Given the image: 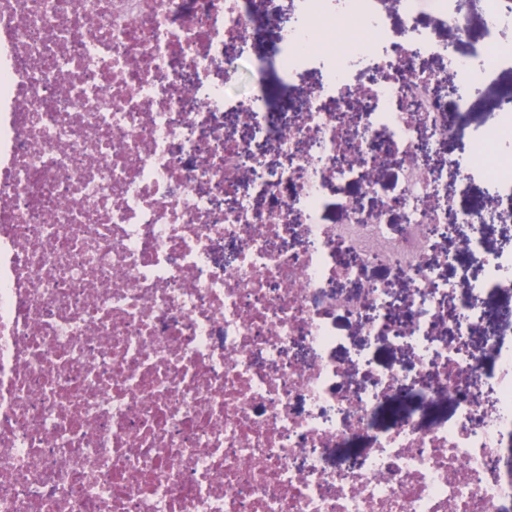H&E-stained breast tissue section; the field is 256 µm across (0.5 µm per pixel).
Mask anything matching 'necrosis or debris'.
Here are the masks:
<instances>
[{
	"instance_id": "4bbe7bcc",
	"label": "necrosis or debris",
	"mask_w": 512,
	"mask_h": 512,
	"mask_svg": "<svg viewBox=\"0 0 512 512\" xmlns=\"http://www.w3.org/2000/svg\"><path fill=\"white\" fill-rule=\"evenodd\" d=\"M277 2L0 0V512H512V345L471 305L512 293V251L448 309L439 242L482 249V213L424 153L512 43L454 54L453 0H400L401 43L366 0H294L277 61L319 81L272 113L211 70L233 42L262 68L246 44ZM424 12L447 29L419 28ZM425 57L457 76L451 105ZM259 146L287 166L266 172ZM392 166L403 223L347 196L325 223L327 187L376 197ZM466 171L505 190L511 223V111ZM341 315L415 373L336 358ZM407 396L457 413L377 431Z\"/></svg>"
}]
</instances>
